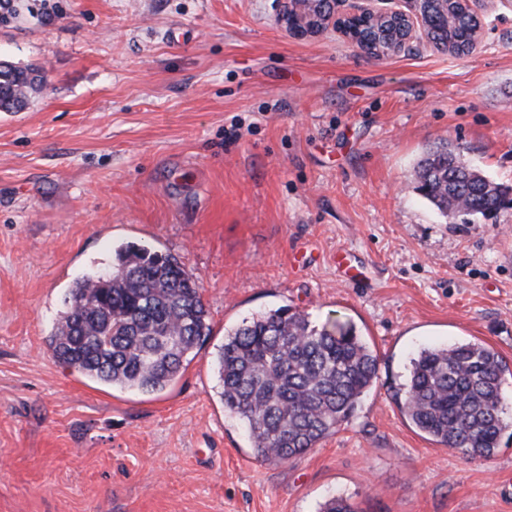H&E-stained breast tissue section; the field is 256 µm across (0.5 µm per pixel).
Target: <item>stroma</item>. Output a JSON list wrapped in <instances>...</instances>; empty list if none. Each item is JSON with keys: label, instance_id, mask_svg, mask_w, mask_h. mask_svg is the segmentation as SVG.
I'll return each instance as SVG.
<instances>
[{"label": "stroma", "instance_id": "35a3bbf8", "mask_svg": "<svg viewBox=\"0 0 512 512\" xmlns=\"http://www.w3.org/2000/svg\"><path fill=\"white\" fill-rule=\"evenodd\" d=\"M0 60L45 82L0 112V512H512V438L487 460L402 415L422 347L512 363V209L443 215L415 190L441 145L512 185V8L452 57L423 34L377 60L303 38L278 0H11ZM135 242L198 279L212 334L160 394L54 359L74 279ZM288 306L378 357L335 434L254 458L224 409L226 328Z\"/></svg>", "mask_w": 512, "mask_h": 512}]
</instances>
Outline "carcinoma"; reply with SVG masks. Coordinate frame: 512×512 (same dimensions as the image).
Masks as SVG:
<instances>
[{
	"mask_svg": "<svg viewBox=\"0 0 512 512\" xmlns=\"http://www.w3.org/2000/svg\"><path fill=\"white\" fill-rule=\"evenodd\" d=\"M424 32L438 50L467 55L479 25L458 0L427 5ZM403 36L396 18L355 26L353 38L377 57ZM43 82L40 72L0 62V111L15 112ZM415 190L441 213L465 208L483 218L512 208V186L497 184L444 146L420 161ZM49 339L55 360L88 379L141 393L166 389L211 334L197 278L176 257L124 243L112 266L78 278ZM224 408L247 429L260 461L285 462L315 447L371 390L377 355L353 326H322L307 313L270 309L224 334L218 353ZM507 363L477 342L426 347L410 360L402 409L436 443L487 460L511 426L501 404ZM320 512H353L342 496Z\"/></svg>",
	"mask_w": 512,
	"mask_h": 512,
	"instance_id": "cac0c4a2",
	"label": "carcinoma"
}]
</instances>
